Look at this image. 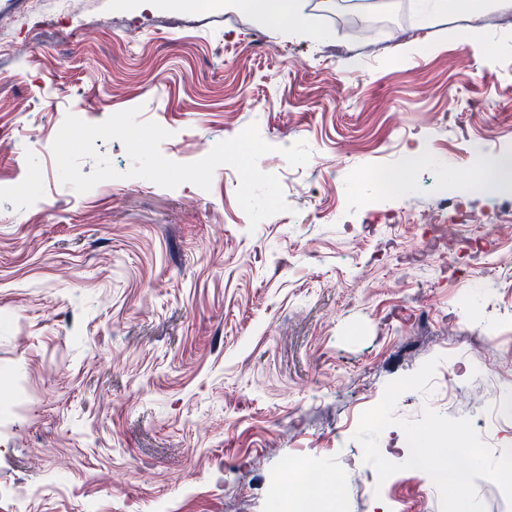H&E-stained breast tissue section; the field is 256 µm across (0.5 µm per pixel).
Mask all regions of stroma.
Here are the masks:
<instances>
[{
  "instance_id": "stroma-1",
  "label": "stroma",
  "mask_w": 512,
  "mask_h": 512,
  "mask_svg": "<svg viewBox=\"0 0 512 512\" xmlns=\"http://www.w3.org/2000/svg\"><path fill=\"white\" fill-rule=\"evenodd\" d=\"M320 32L291 41L221 0L128 11L79 0L48 23L0 0L24 54L0 55V512H296L310 476L332 512H441L431 477L378 483L354 438L387 384L440 357L424 408L467 418L492 448L512 377V194L466 195L469 238L412 222L450 177L512 153V10L484 29L466 9L422 25L418 0H304ZM497 107L496 126L484 108ZM137 109L192 163L250 124L274 150L288 211L250 228L240 177L210 190L126 178L124 144L96 140L118 178L77 193L52 143L66 115ZM306 142L307 165L282 148ZM423 159L402 192L376 175Z\"/></svg>"
}]
</instances>
